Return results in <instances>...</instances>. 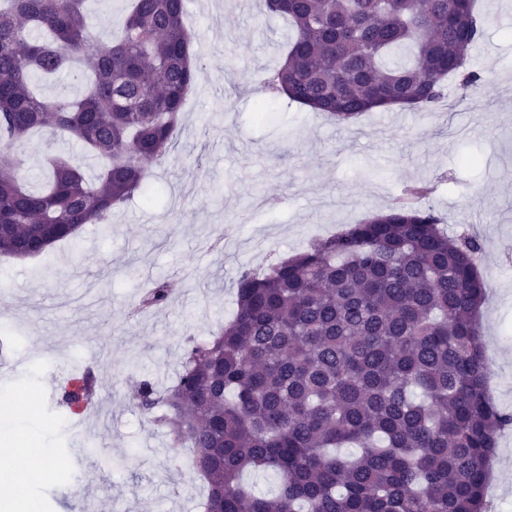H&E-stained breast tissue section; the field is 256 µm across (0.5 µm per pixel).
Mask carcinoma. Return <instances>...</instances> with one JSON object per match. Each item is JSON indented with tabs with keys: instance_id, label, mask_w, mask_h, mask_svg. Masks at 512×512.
<instances>
[{
	"instance_id": "cac0c4a2",
	"label": "carcinoma",
	"mask_w": 512,
	"mask_h": 512,
	"mask_svg": "<svg viewBox=\"0 0 512 512\" xmlns=\"http://www.w3.org/2000/svg\"><path fill=\"white\" fill-rule=\"evenodd\" d=\"M87 0H0V255L24 259L144 188L166 161L200 69L183 0H130L121 34L91 33ZM288 20L284 62L261 80L272 96L349 124L390 97L431 111L483 36L474 0H265ZM77 69L78 99L38 96L37 73ZM50 129L101 162L93 179L52 159L42 189L19 177L20 145ZM411 185L385 212L236 280L232 320L185 353L175 383L137 389L168 415L207 485L202 512H486L488 461L512 418L487 395L476 317L486 285L478 240L448 235ZM172 288L157 282L143 306ZM83 410L89 375L62 386ZM273 471L271 495L246 473Z\"/></svg>"
}]
</instances>
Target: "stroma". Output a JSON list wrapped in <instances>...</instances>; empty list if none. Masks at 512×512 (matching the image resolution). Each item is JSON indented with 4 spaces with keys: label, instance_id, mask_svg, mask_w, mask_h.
Segmentation results:
<instances>
[{
    "label": "stroma",
    "instance_id": "1",
    "mask_svg": "<svg viewBox=\"0 0 512 512\" xmlns=\"http://www.w3.org/2000/svg\"><path fill=\"white\" fill-rule=\"evenodd\" d=\"M477 7L488 19L472 57L486 70L480 85L452 78L435 111L375 110L341 126L281 102L257 120L260 81L288 39L262 0H184L203 67L147 192L115 209L109 230L89 224L40 256H0V324L22 338L19 362L0 356V395L23 404L0 422V441L25 433L61 464L28 481L38 512H201L205 488L189 449L141 413L130 386L174 383L189 340L208 339L230 317L240 269L385 211L411 184L429 186L449 235L481 240L488 388L512 414V0ZM21 150L31 185L54 155L99 170L66 137L37 133ZM157 280L172 285L171 303L137 311ZM80 374L95 378L97 398L90 414L70 415L61 387ZM62 415L66 430L45 422ZM487 495L495 512H512V425L498 436Z\"/></svg>",
    "mask_w": 512,
    "mask_h": 512
}]
</instances>
